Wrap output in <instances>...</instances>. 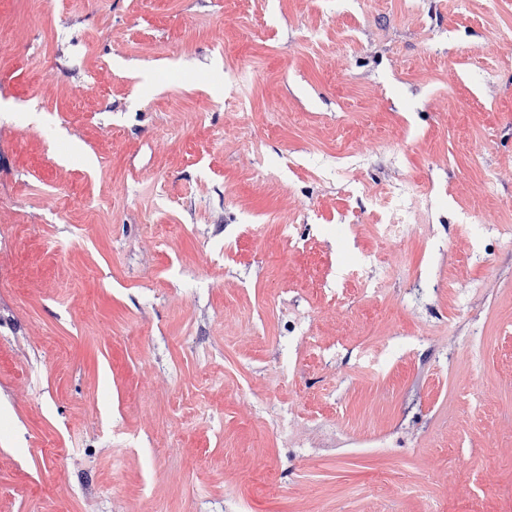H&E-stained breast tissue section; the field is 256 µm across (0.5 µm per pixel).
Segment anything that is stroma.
Masks as SVG:
<instances>
[{"label":"stroma","mask_w":512,"mask_h":512,"mask_svg":"<svg viewBox=\"0 0 512 512\" xmlns=\"http://www.w3.org/2000/svg\"><path fill=\"white\" fill-rule=\"evenodd\" d=\"M0 155V512H512V0H0Z\"/></svg>","instance_id":"stroma-1"}]
</instances>
